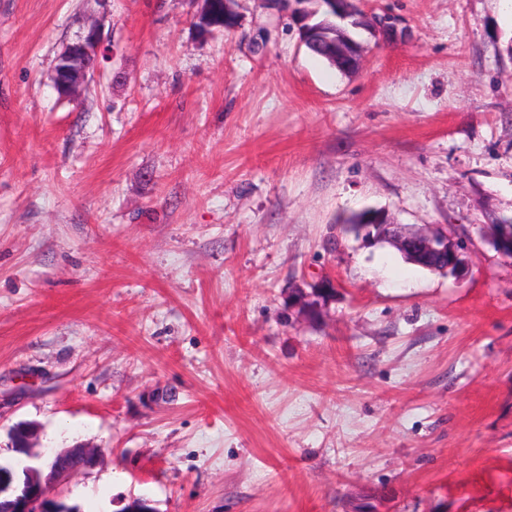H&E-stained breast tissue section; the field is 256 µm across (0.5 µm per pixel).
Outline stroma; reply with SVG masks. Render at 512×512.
Instances as JSON below:
<instances>
[{
    "mask_svg": "<svg viewBox=\"0 0 512 512\" xmlns=\"http://www.w3.org/2000/svg\"><path fill=\"white\" fill-rule=\"evenodd\" d=\"M391 13L344 74L238 0H0V456L21 422L81 512H512V23ZM92 16L81 94L54 60ZM466 240L462 279L347 222ZM333 281L299 310L293 288ZM506 223L507 220H499L493 224H487L489 227H492L490 233V243L494 247V249L505 257H512V219L510 224H501Z\"/></svg>",
    "mask_w": 512,
    "mask_h": 512,
    "instance_id": "35a3bbf8",
    "label": "stroma"
}]
</instances>
